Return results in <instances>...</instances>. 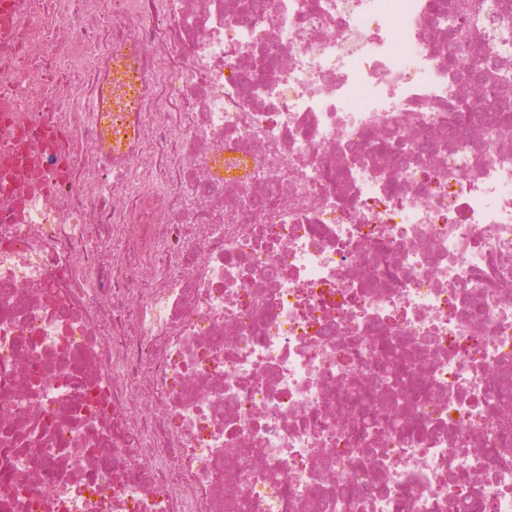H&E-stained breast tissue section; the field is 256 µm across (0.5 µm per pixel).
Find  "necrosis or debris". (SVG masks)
<instances>
[{"mask_svg":"<svg viewBox=\"0 0 512 512\" xmlns=\"http://www.w3.org/2000/svg\"><path fill=\"white\" fill-rule=\"evenodd\" d=\"M7 2L0 512H512V126L430 0Z\"/></svg>","mask_w":512,"mask_h":512,"instance_id":"necrosis-or-debris-1","label":"necrosis or debris"}]
</instances>
